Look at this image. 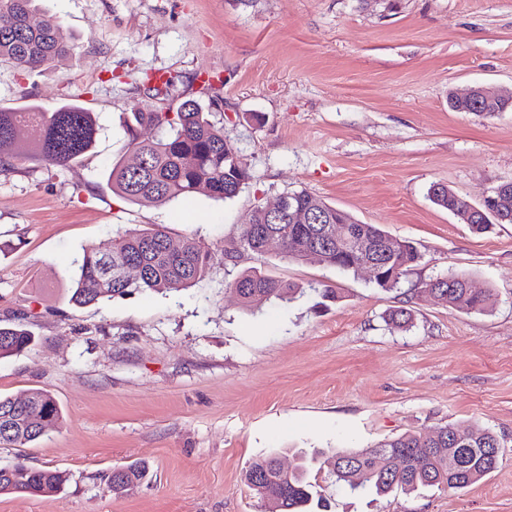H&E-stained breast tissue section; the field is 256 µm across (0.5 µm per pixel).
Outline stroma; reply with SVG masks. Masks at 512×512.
<instances>
[{
    "mask_svg": "<svg viewBox=\"0 0 512 512\" xmlns=\"http://www.w3.org/2000/svg\"><path fill=\"white\" fill-rule=\"evenodd\" d=\"M77 49L40 72L0 62V109L75 102L93 112L94 149L65 167L32 158L0 171V322L24 321L30 349L0 359V395L50 391L63 415L0 468L67 474L42 496L0 492V512H261L244 480L257 457L293 467L327 512H512V224L482 233L435 205L449 186L470 203L512 180V109L486 117L448 98L475 85L512 90V0H39ZM182 81L167 99L147 75ZM194 98L219 102L224 138L252 178L239 194L163 205L116 196L122 118ZM307 190L413 243L400 289L277 250L226 246L252 208ZM192 237L215 260L195 286L83 309L68 303L84 248L146 228ZM255 268L303 295L248 309L232 290ZM465 274L493 298L454 309L424 290ZM330 288L335 298L323 297ZM406 308L412 327L389 324ZM480 425L502 444L497 468L462 491L379 497L335 483L334 449L408 432ZM140 463L123 496L102 472Z\"/></svg>",
    "mask_w": 512,
    "mask_h": 512,
    "instance_id": "1",
    "label": "stroma"
}]
</instances>
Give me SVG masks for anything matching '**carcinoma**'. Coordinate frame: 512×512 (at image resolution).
<instances>
[{
	"instance_id": "1",
	"label": "carcinoma",
	"mask_w": 512,
	"mask_h": 512,
	"mask_svg": "<svg viewBox=\"0 0 512 512\" xmlns=\"http://www.w3.org/2000/svg\"><path fill=\"white\" fill-rule=\"evenodd\" d=\"M36 0H0V61L7 60L30 73L40 72L62 57L74 53L76 44L64 32L59 21L45 16L39 21ZM195 99L183 101L175 112L138 111L123 121L127 151L138 157L136 165L121 158L108 175L112 191L137 204H162L192 193L204 192L215 200L235 197L251 179L250 168L242 156L224 141V127L211 119L212 109ZM34 121L39 132L35 149L41 159L55 166H66L90 152L96 142L93 113L76 103L54 108L31 104L20 111L0 110V166L23 158L14 138L16 126L24 119ZM144 127L163 131L155 140L140 136ZM492 195L500 199L501 223L512 224V184L503 183ZM436 205L448 211L459 210L465 200L446 185L433 186ZM341 222L379 239L386 235L374 224H361L351 215L332 205L326 206ZM318 224H303L296 238L288 236V224H265L260 210H254L240 228L245 249L263 253L268 231L285 238L283 256L301 259V251L320 240ZM329 265L344 273H356L357 257L336 245L324 242ZM215 254L192 237L174 247L160 228L113 240L112 252L94 248L84 251L71 273L69 302L76 308L102 301L123 299L148 292L164 293L189 288L203 279ZM417 260L416 249L405 241L384 265V280L376 285L384 290L397 288L410 264ZM134 265L139 276L133 280L121 275V268ZM233 286L240 289L243 304L260 306L272 301H288L301 289L257 270H245ZM437 289L440 301L464 310L482 311L492 293L475 292L466 287V277L450 273L425 283ZM34 336L23 324L0 325V358L28 349ZM61 409L47 390L37 391V398L23 408L12 398L0 396V445L23 447L42 436L43 423L58 424ZM457 428L440 427L430 440L423 435L406 433L360 451L341 449L331 475L352 491L371 489L385 495L396 488L415 491L424 487L464 490L497 468L501 456L498 436L493 431L475 427L467 439L459 440ZM293 469L282 473L274 455L253 460L245 472V481L255 497L264 504V512H309L313 503L308 481L309 461L297 454ZM63 485L60 472L33 468L23 463L14 466L13 478L0 477V491L40 495L58 491Z\"/></svg>"
}]
</instances>
